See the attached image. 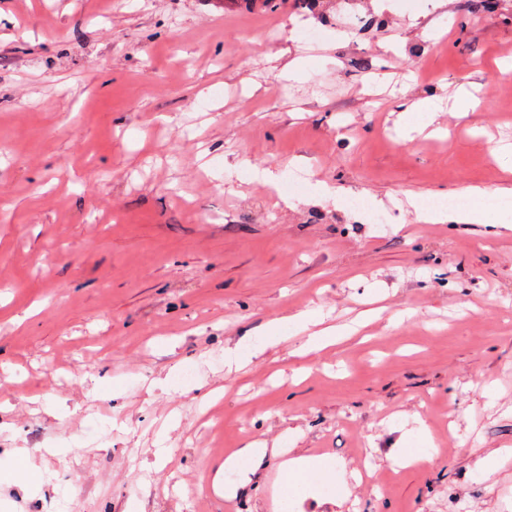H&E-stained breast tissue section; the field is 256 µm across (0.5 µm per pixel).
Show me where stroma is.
<instances>
[{
    "instance_id": "1",
    "label": "stroma",
    "mask_w": 512,
    "mask_h": 512,
    "mask_svg": "<svg viewBox=\"0 0 512 512\" xmlns=\"http://www.w3.org/2000/svg\"><path fill=\"white\" fill-rule=\"evenodd\" d=\"M356 2L371 28L342 0L301 26L262 0H0V466L39 474L0 512H512V458L477 466L512 449V229L407 205L512 186V0ZM461 88L465 118L403 111ZM374 198L391 223L351 206ZM363 312L290 357L293 315ZM417 412L429 467L400 463ZM292 448L336 479L284 504Z\"/></svg>"
}]
</instances>
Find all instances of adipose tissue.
Returning <instances> with one entry per match:
<instances>
[{
  "label": "adipose tissue",
  "instance_id": "obj_1",
  "mask_svg": "<svg viewBox=\"0 0 512 512\" xmlns=\"http://www.w3.org/2000/svg\"><path fill=\"white\" fill-rule=\"evenodd\" d=\"M447 204L428 207L416 205L418 220L430 223L471 224L479 221L487 202H496L502 209L512 210V188H487L466 186L447 195ZM300 332L299 342L291 349L290 355L305 362L323 349L339 345L345 332L336 327H320L319 320L309 314L294 318Z\"/></svg>",
  "mask_w": 512,
  "mask_h": 512
}]
</instances>
